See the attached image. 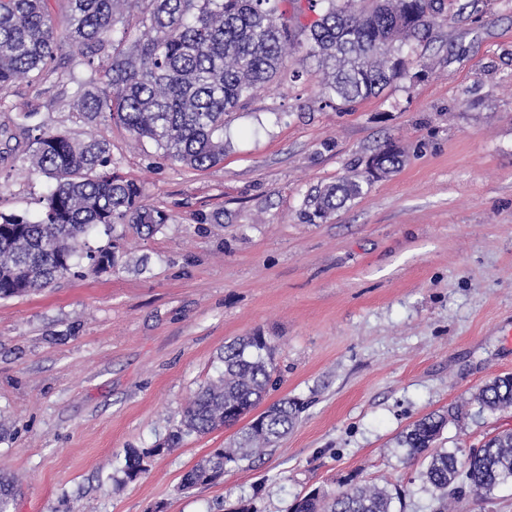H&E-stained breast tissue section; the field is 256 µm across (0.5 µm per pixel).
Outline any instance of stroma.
Returning a JSON list of instances; mask_svg holds the SVG:
<instances>
[{"mask_svg": "<svg viewBox=\"0 0 512 512\" xmlns=\"http://www.w3.org/2000/svg\"><path fill=\"white\" fill-rule=\"evenodd\" d=\"M450 13L404 50L426 62L418 78L348 106L320 102L314 61L291 51L287 76L226 118L224 158L205 169L76 112L70 47L47 82L0 95V212L35 216L49 190L20 159L33 123L106 140L113 173L171 216L149 238L122 226L124 270L0 300V471L20 480L15 512H230L241 499L286 512L352 479L392 490L395 512H433L397 437L443 413L439 444L463 458L512 430V408L470 401L512 375V0ZM390 139L406 151L398 172L326 222L302 219L311 188ZM256 333L277 347L266 403L306 404L288 435L216 484L180 488L232 427L116 485L126 451L163 442L225 344ZM455 510L512 512V482L464 489Z\"/></svg>", "mask_w": 512, "mask_h": 512, "instance_id": "1", "label": "stroma"}]
</instances>
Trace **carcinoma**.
Here are the masks:
<instances>
[{"mask_svg": "<svg viewBox=\"0 0 512 512\" xmlns=\"http://www.w3.org/2000/svg\"><path fill=\"white\" fill-rule=\"evenodd\" d=\"M65 39L72 49L68 80L76 85L74 108L90 119L123 125L139 141L191 168L224 159V116L264 84L280 78L287 52L306 49L322 71L327 104L355 102L382 93L407 76L405 45L430 41L448 18L453 0H149L147 13L131 21L129 0H67ZM292 14L296 27L288 26ZM59 49L58 27L48 0H0V93L19 79L45 78ZM25 160L52 181L32 219L0 213V299L41 291L87 261L92 271L122 263L117 225L132 224L154 236L170 215L146 203L143 188L112 174L109 144L80 141L36 127ZM404 150L387 141L362 171L311 190L303 215L313 224L331 218L365 188L403 163ZM112 235L95 249L86 239L98 228ZM222 368L189 400L167 446L183 438L233 426L277 384L276 346L244 336L224 346ZM473 401L491 413L512 408V375L485 383ZM304 404L283 399L241 429L237 446L216 448L183 476V486L214 484L224 472L274 446L294 426ZM429 414L400 436L398 444L421 459L424 490L451 512L459 488L478 495L512 481V431L487 440L463 462L437 447L447 424ZM159 448L130 449L120 483L147 471L144 459ZM18 480L0 472V512H14ZM386 487L350 482L332 496L308 493L289 512H394Z\"/></svg>", "mask_w": 512, "mask_h": 512, "instance_id": "carcinoma-1", "label": "carcinoma"}]
</instances>
